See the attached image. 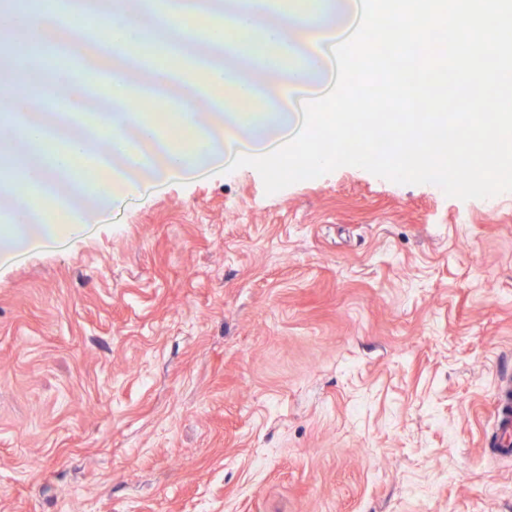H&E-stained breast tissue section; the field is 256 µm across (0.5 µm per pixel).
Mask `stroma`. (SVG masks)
<instances>
[{
  "instance_id": "1",
  "label": "stroma",
  "mask_w": 512,
  "mask_h": 512,
  "mask_svg": "<svg viewBox=\"0 0 512 512\" xmlns=\"http://www.w3.org/2000/svg\"><path fill=\"white\" fill-rule=\"evenodd\" d=\"M512 192L250 167L0 267V512H512ZM502 391L506 393V397L501 404L498 412L501 436L494 444L497 450L504 455L512 453L511 442L509 441L510 432H512V406L510 402V394L512 391L511 383L508 379L503 381ZM509 396V400L508 399Z\"/></svg>"
}]
</instances>
